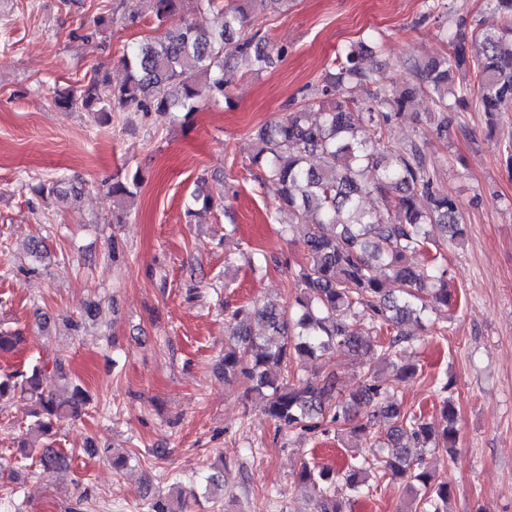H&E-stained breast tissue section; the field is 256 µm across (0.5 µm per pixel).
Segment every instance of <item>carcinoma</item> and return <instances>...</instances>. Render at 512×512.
<instances>
[{
    "label": "carcinoma",
    "mask_w": 512,
    "mask_h": 512,
    "mask_svg": "<svg viewBox=\"0 0 512 512\" xmlns=\"http://www.w3.org/2000/svg\"><path fill=\"white\" fill-rule=\"evenodd\" d=\"M158 27L154 40L140 43L123 55L126 78L112 84L99 70L79 94H57L63 108L81 106L98 123H112L121 112H169L173 108L190 115L203 100L224 98V67L229 59L248 72L260 73L273 63L264 39L249 33L245 22L257 6L267 2L284 6L288 0H151ZM490 18L477 24L472 35L480 53L470 60L467 32L457 30L446 55L416 63L417 82L403 88L389 87L361 64L367 44H352L336 54L334 71L318 84L304 89L302 104L294 112L271 120L255 131L257 147L251 164L258 180L288 210L290 220L282 232L303 228L306 263L295 274L298 293L292 303H254L232 307L224 303L227 345L218 360L224 381L243 380L265 400V412L280 430L312 434L326 421L350 426L351 436L380 453L363 457L348 466L346 486L357 492L371 473L407 480L409 487L426 494L429 512H447L453 489L435 477L422 454L413 448L442 449L455 457L457 430L455 411L446 396L449 384L439 388L445 426L432 429L425 419L403 412L387 401L393 382L413 378L417 365L400 356L410 337L402 326L431 311L453 305L445 267L448 240L465 236L466 219L456 200L438 184V172L429 160L425 141L399 144L390 137L393 122L420 92L433 97L439 116L436 133L445 135L448 113L466 105L471 93L467 73L478 78V111L493 126L498 112L512 104V0H487ZM217 12L219 26L201 22ZM368 127L372 136H361ZM319 159L316 165L311 159ZM206 178L197 181L192 205L208 211L215 199L206 193ZM139 177L116 176L107 184L116 204L112 223L129 216ZM36 195L48 198L78 194L77 186L60 189V181L45 180L34 187ZM385 198L386 212L363 208L365 197ZM421 254L413 264L409 257ZM396 282L398 292L388 291ZM261 323L280 336L277 341L253 331ZM384 331L385 341L374 342L369 330ZM25 340L17 331L0 329V352L9 353ZM343 349L358 358L360 385L341 395V378L329 370L303 379L290 370L292 362L315 361L331 349ZM384 362L392 369L380 375L371 362ZM69 385V396L59 398L42 389L47 370ZM19 392L31 403L35 428L17 444L16 464L37 457L46 472L69 466V456L55 448L58 423L81 415L91 398L87 390L65 372L55 355L31 367L0 378V397ZM370 409L360 421L356 409ZM296 480L310 487L316 497V512H342L330 473L301 462Z\"/></svg>",
    "instance_id": "carcinoma-1"
}]
</instances>
